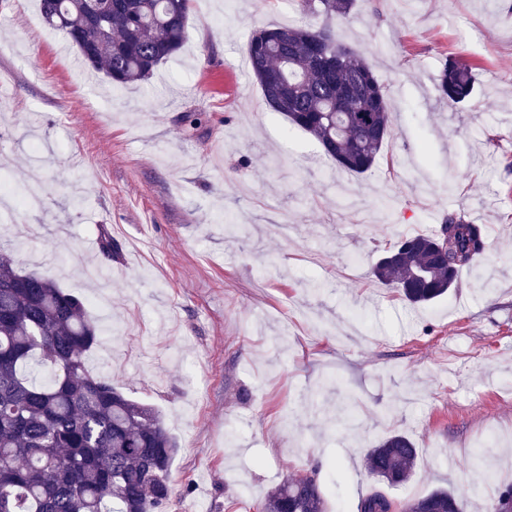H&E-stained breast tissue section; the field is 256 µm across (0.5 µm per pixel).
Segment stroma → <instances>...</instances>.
I'll list each match as a JSON object with an SVG mask.
<instances>
[{"instance_id": "obj_1", "label": "stroma", "mask_w": 512, "mask_h": 512, "mask_svg": "<svg viewBox=\"0 0 512 512\" xmlns=\"http://www.w3.org/2000/svg\"><path fill=\"white\" fill-rule=\"evenodd\" d=\"M301 20L293 0H196L178 55L115 87L38 0H0V184L44 195L7 255L85 298L92 374L162 413L168 512H261L306 475L329 512H358L380 489L363 451L394 432L419 455L391 498L448 487L482 512L512 483V0H357L336 35L387 83L394 127L360 176L250 73V29ZM451 57L475 78L453 109L436 90ZM455 214L487 249L448 297L412 306L373 281L395 235Z\"/></svg>"}]
</instances>
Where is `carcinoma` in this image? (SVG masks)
Listing matches in <instances>:
<instances>
[{"label": "carcinoma", "instance_id": "carcinoma-1", "mask_svg": "<svg viewBox=\"0 0 512 512\" xmlns=\"http://www.w3.org/2000/svg\"><path fill=\"white\" fill-rule=\"evenodd\" d=\"M322 24L258 26L247 40L250 72L268 106L312 135L324 155L363 175L392 136L386 87L369 63L337 41L332 23L354 0H297ZM41 14L82 59L118 84L146 82L188 36L193 0H40ZM440 97L474 93L472 68L444 62ZM454 232L399 235L372 267L374 280L409 304L448 294L459 271L486 251L483 228L448 217ZM101 329L82 298L55 280L0 258V512H166L177 444L154 407L91 374ZM418 456L404 433L367 449L365 467L387 486L410 478ZM512 501V484L485 512ZM263 512H327L325 492L301 476L275 486ZM360 512H464L461 496L436 489L396 506L383 493Z\"/></svg>", "mask_w": 512, "mask_h": 512}]
</instances>
